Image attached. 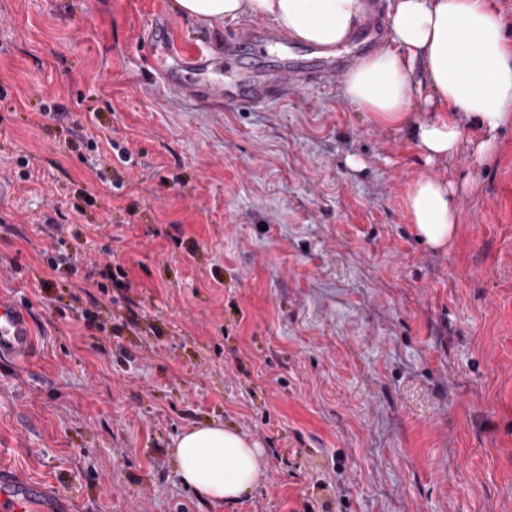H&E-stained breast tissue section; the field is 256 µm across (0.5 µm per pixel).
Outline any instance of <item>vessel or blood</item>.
<instances>
[{"label": "vessel or blood", "mask_w": 512, "mask_h": 512, "mask_svg": "<svg viewBox=\"0 0 512 512\" xmlns=\"http://www.w3.org/2000/svg\"><path fill=\"white\" fill-rule=\"evenodd\" d=\"M288 37L264 25L244 27L228 39L224 52L235 55L245 47L262 43L287 44ZM186 60L199 73L198 80L186 86L180 70L158 62L157 69L167 85L192 96L228 106L255 107L288 91L325 84L338 77L348 64L344 58L313 57L308 63L283 65L250 75L227 85L208 75L209 55L203 50L188 53ZM34 352V334L29 311L12 300L0 298V355L23 362ZM0 512H75L73 498L43 484L28 481L16 470L0 467Z\"/></svg>", "instance_id": "1"}]
</instances>
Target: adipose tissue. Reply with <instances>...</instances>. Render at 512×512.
Masks as SVG:
<instances>
[{
    "label": "adipose tissue",
    "instance_id": "obj_1",
    "mask_svg": "<svg viewBox=\"0 0 512 512\" xmlns=\"http://www.w3.org/2000/svg\"><path fill=\"white\" fill-rule=\"evenodd\" d=\"M174 9L213 25L265 17L298 43L333 53L347 46L372 9L370 0H173ZM388 38L347 72L343 96L372 122L404 126L427 161L459 151L476 132V153L512 123V39L492 0H390ZM425 98L433 117L412 119ZM453 182L421 176L405 192L417 236L442 249L459 225ZM169 455L182 484L198 498H238L263 478L261 447L239 431L203 423L177 435Z\"/></svg>",
    "mask_w": 512,
    "mask_h": 512
}]
</instances>
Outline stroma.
Instances as JSON below:
<instances>
[{"mask_svg":"<svg viewBox=\"0 0 512 512\" xmlns=\"http://www.w3.org/2000/svg\"><path fill=\"white\" fill-rule=\"evenodd\" d=\"M239 28L173 0H0V294L37 343L0 357V463L78 512H512V123L429 164L338 81L224 108L154 74L172 47L225 79L310 56L225 61ZM423 175L459 186L442 250L405 211ZM204 422L264 451L236 501L170 462Z\"/></svg>","mask_w":512,"mask_h":512,"instance_id":"1","label":"stroma"}]
</instances>
